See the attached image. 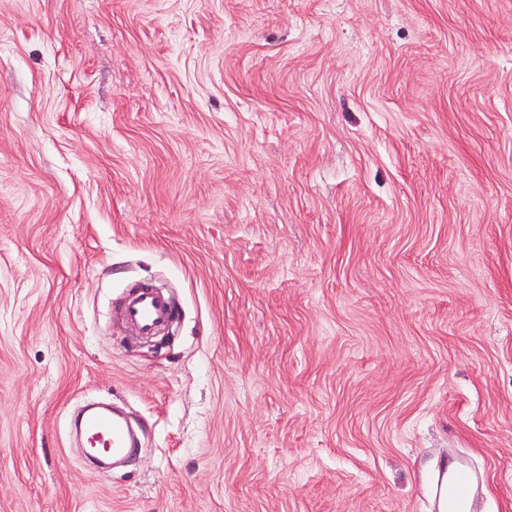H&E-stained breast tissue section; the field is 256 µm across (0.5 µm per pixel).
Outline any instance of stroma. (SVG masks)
I'll list each match as a JSON object with an SVG mask.
<instances>
[{"instance_id":"35a3bbf8","label":"stroma","mask_w":512,"mask_h":512,"mask_svg":"<svg viewBox=\"0 0 512 512\" xmlns=\"http://www.w3.org/2000/svg\"><path fill=\"white\" fill-rule=\"evenodd\" d=\"M448 452L512 512V0H0V512H431ZM125 315L142 333L152 334L172 319L173 309L167 298L155 288H139L128 301ZM83 429L90 448L112 454V461H129L134 455L135 441L126 421L105 407L82 410L76 420Z\"/></svg>"}]
</instances>
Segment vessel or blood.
<instances>
[{"mask_svg":"<svg viewBox=\"0 0 512 512\" xmlns=\"http://www.w3.org/2000/svg\"><path fill=\"white\" fill-rule=\"evenodd\" d=\"M125 315L142 333L151 334L171 320L173 309L156 289L141 288L128 301ZM76 425L83 429L89 447L111 454L116 460L132 458L135 441L119 414L105 407H90L79 413ZM482 482V473L465 464H458L449 471L445 483L448 512H476Z\"/></svg>","mask_w":512,"mask_h":512,"instance_id":"obj_1","label":"vessel or blood"}]
</instances>
